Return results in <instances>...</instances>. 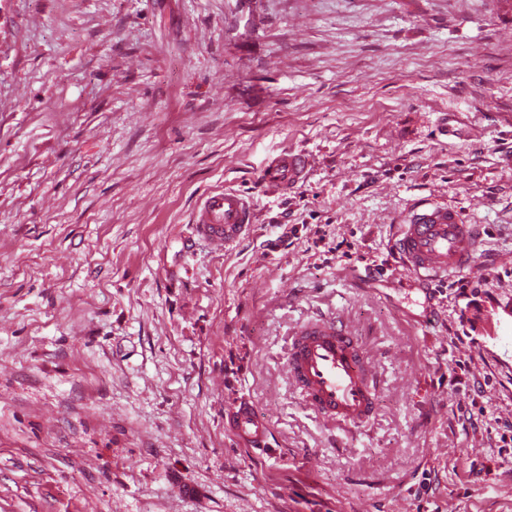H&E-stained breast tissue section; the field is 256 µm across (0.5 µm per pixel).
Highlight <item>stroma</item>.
<instances>
[{"mask_svg": "<svg viewBox=\"0 0 512 512\" xmlns=\"http://www.w3.org/2000/svg\"><path fill=\"white\" fill-rule=\"evenodd\" d=\"M215 189L257 214L226 251ZM430 196L481 238L428 283ZM328 316L358 427L288 377ZM0 512H512V0H0ZM310 161L301 153H282L268 162L263 178L268 189L274 192H286L307 174ZM256 212L250 199L239 191L209 193L194 214L195 234L217 251L234 246L255 224ZM476 243L475 224L433 198L416 204L401 224L397 248L413 275L434 278L463 268ZM287 367L304 402L331 425H360L376 407L364 347L333 319L311 321L292 336ZM226 427L242 444L250 448H267L269 426L249 401L240 400L230 406Z\"/></svg>", "mask_w": 512, "mask_h": 512, "instance_id": "35a3bbf8", "label": "stroma"}]
</instances>
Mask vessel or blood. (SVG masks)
<instances>
[{
    "instance_id": "vessel-or-blood-1",
    "label": "vessel or blood",
    "mask_w": 512,
    "mask_h": 512,
    "mask_svg": "<svg viewBox=\"0 0 512 512\" xmlns=\"http://www.w3.org/2000/svg\"><path fill=\"white\" fill-rule=\"evenodd\" d=\"M301 153H283L268 162L263 178L269 190L287 191L307 174ZM256 221L250 199L235 190L209 193L194 214L196 235L218 251L234 246ZM476 243V227L462 223L458 211L429 198L416 204L401 226L397 248L409 272L434 278L463 268ZM288 375L304 402L331 425L364 423L376 407L359 339L343 324L317 319L292 336ZM226 427L242 444L268 445L269 426L249 401L232 404Z\"/></svg>"
}]
</instances>
